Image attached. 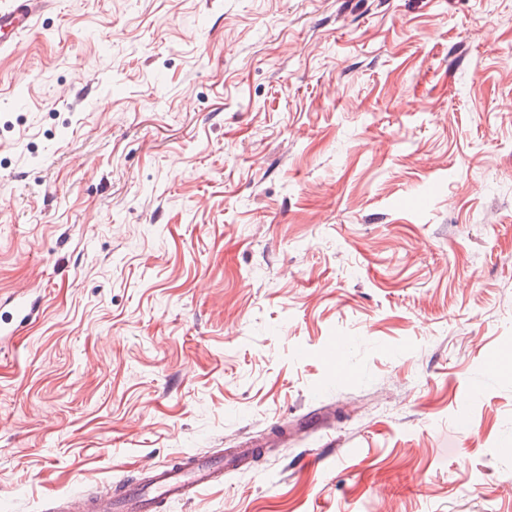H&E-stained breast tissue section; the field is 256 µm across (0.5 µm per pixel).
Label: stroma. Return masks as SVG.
I'll return each mask as SVG.
<instances>
[{"instance_id": "stroma-1", "label": "stroma", "mask_w": 512, "mask_h": 512, "mask_svg": "<svg viewBox=\"0 0 512 512\" xmlns=\"http://www.w3.org/2000/svg\"><path fill=\"white\" fill-rule=\"evenodd\" d=\"M29 293L0 512L277 425L153 512H512V0H53L0 53ZM265 444L246 440L240 448H228L224 451L223 463L226 470L234 469L247 459L253 457L259 448H265Z\"/></svg>"}]
</instances>
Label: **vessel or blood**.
I'll use <instances>...</instances> for the list:
<instances>
[{"mask_svg": "<svg viewBox=\"0 0 512 512\" xmlns=\"http://www.w3.org/2000/svg\"><path fill=\"white\" fill-rule=\"evenodd\" d=\"M47 5L48 0H10L9 4L0 6V49L15 47L19 38L33 28ZM36 316L33 305L26 298H17L10 309L9 319L0 322V335H16ZM259 448V443L247 440L240 447L226 449L223 456L225 469L238 467L253 457ZM149 472L147 492H129L117 504L91 502L90 512H149L154 500H179L196 495L212 483L216 474L211 464L204 460L177 469L153 466Z\"/></svg>", "mask_w": 512, "mask_h": 512, "instance_id": "1", "label": "vessel or blood"}]
</instances>
